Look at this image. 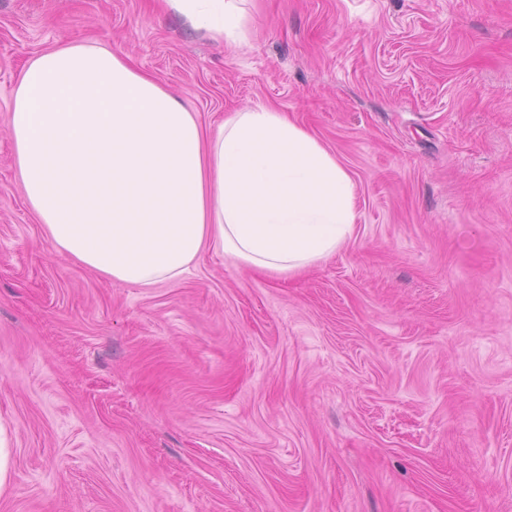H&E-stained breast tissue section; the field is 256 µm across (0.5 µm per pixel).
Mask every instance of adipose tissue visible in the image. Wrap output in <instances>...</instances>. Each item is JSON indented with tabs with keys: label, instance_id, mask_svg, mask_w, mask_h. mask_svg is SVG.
<instances>
[{
	"label": "adipose tissue",
	"instance_id": "adipose-tissue-1",
	"mask_svg": "<svg viewBox=\"0 0 512 512\" xmlns=\"http://www.w3.org/2000/svg\"><path fill=\"white\" fill-rule=\"evenodd\" d=\"M218 45L245 44L243 0H156ZM25 201L58 252L148 288L180 279L207 244L294 274L349 239L356 185L310 130L264 106L208 135L153 77L95 44L24 67L10 122Z\"/></svg>",
	"mask_w": 512,
	"mask_h": 512
}]
</instances>
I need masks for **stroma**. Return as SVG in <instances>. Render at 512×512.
<instances>
[{"mask_svg":"<svg viewBox=\"0 0 512 512\" xmlns=\"http://www.w3.org/2000/svg\"><path fill=\"white\" fill-rule=\"evenodd\" d=\"M214 46L148 0H0V512H512V0H248ZM99 44L207 132L263 105L353 177L336 254L212 246L177 281L57 253L9 137L21 71Z\"/></svg>","mask_w":512,"mask_h":512,"instance_id":"35a3bbf8","label":"stroma"}]
</instances>
